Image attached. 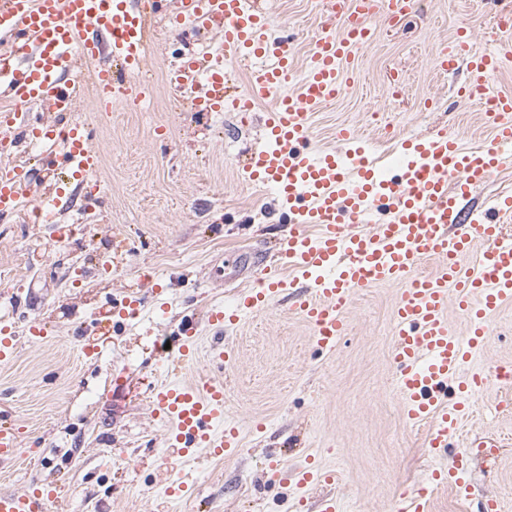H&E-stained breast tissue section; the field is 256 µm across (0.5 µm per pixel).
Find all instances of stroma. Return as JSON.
<instances>
[{
  "label": "stroma",
  "instance_id": "stroma-1",
  "mask_svg": "<svg viewBox=\"0 0 512 512\" xmlns=\"http://www.w3.org/2000/svg\"><path fill=\"white\" fill-rule=\"evenodd\" d=\"M260 2L272 37L287 27L297 32L296 71L304 73L323 25V0ZM501 8V0H418L407 24L372 19L375 38L346 65L341 95L311 116L315 147L336 146L337 133L349 129L368 143L371 158L395 156L402 139L444 126L465 145L490 146L483 112L459 94L466 67L438 73L435 49L464 28L473 49L493 50L487 32ZM203 45L220 50L219 35L157 17L143 111L117 103L104 113L95 100H78L72 116L92 128L99 158L101 199L91 211L69 192L42 222L24 212L0 222V290L19 299L0 305L17 332L14 360L0 365V414L15 423L22 446L16 460L0 463V492L55 490L50 512H291L300 497L309 512H320L330 496L337 512H397L401 495L425 487L432 512H475L490 495L500 512H512V385L491 375L512 363V302L492 313L494 333L467 365L490 378L471 397L453 440L488 432L501 448L493 466L472 455L465 500L434 487L433 470L453 459L432 456L425 428L403 420L390 358L398 286L358 290L344 314L345 334L329 353L313 344L287 292L239 325L219 331L206 322L208 309L231 304L263 277L288 227L271 222L274 195L244 169L267 105L246 118L203 115L168 81L171 61ZM394 72L404 78L396 93L389 86ZM377 107L385 126L368 122ZM61 224L78 231L59 246ZM130 289L139 290L141 306L127 327L110 313ZM189 318L197 356L182 381L210 373L216 337L236 349L222 378L224 417L238 429L241 447L231 458L192 461L195 486L175 500L164 488L177 464L168 458L164 424L151 412V392L168 379L160 355ZM35 323L46 337L30 335ZM273 456L280 461L275 472L267 467ZM310 456L341 481L299 486L296 474Z\"/></svg>",
  "mask_w": 512,
  "mask_h": 512
}]
</instances>
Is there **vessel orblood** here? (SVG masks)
<instances>
[{
  "label": "vessel or blood",
  "mask_w": 512,
  "mask_h": 512,
  "mask_svg": "<svg viewBox=\"0 0 512 512\" xmlns=\"http://www.w3.org/2000/svg\"><path fill=\"white\" fill-rule=\"evenodd\" d=\"M178 18L197 28H214L223 44L220 54L195 52L169 73L177 87L189 89L198 112H251L262 103L263 145L252 153L247 170L255 182L274 187L280 219L288 226L281 248L283 269L270 271L258 288L240 294L234 310L216 307L208 323H225L256 313L287 288L283 271L304 281L294 306L313 331L322 351H334L344 333L343 313L358 289L373 284L401 285L395 303V369L405 422L426 426V446L447 452L468 410V399L484 387L483 374L463 375L468 358L492 335L489 315L512 301V194L495 197L483 211L468 209L470 193L512 163V96H498L499 117L491 121L494 143L465 146L447 129L400 144V159L391 171L374 167L353 131L338 134L340 151L312 145L310 115L335 101L345 86L344 66L368 43V17L386 9L399 22L414 11L415 0H327L325 18L343 21L342 32L321 31L313 42L311 64L297 91H289L295 72L296 43L289 37L269 39L271 20L256 0H180ZM158 0H0V42L12 50L0 54V83L10 111L0 114V151L25 138L62 140L68 171L87 196L97 186L91 176L99 160L83 123L64 127L42 122L30 112L44 103L56 114L72 111L85 75L98 88L101 110L130 97H145L148 84L140 74L146 64ZM494 50H472L465 38L437 55L446 74L466 62L470 86L488 89L503 57L512 55V16L503 15ZM248 65L246 86L236 95L225 87L227 66ZM28 173L0 166V216L18 208ZM435 270L420 276L423 259ZM456 307L468 323L466 334L448 320ZM196 325L181 330L172 364L187 366L195 356ZM223 382L197 379L190 384L161 385L153 412L168 427V440L179 456L206 449L208 455H235L240 440L225 424ZM489 434L475 436L468 448L453 452L450 469L434 472L436 484L467 494L469 448H495ZM55 491L34 489L1 493L0 512H49Z\"/></svg>",
  "instance_id": "1"
}]
</instances>
